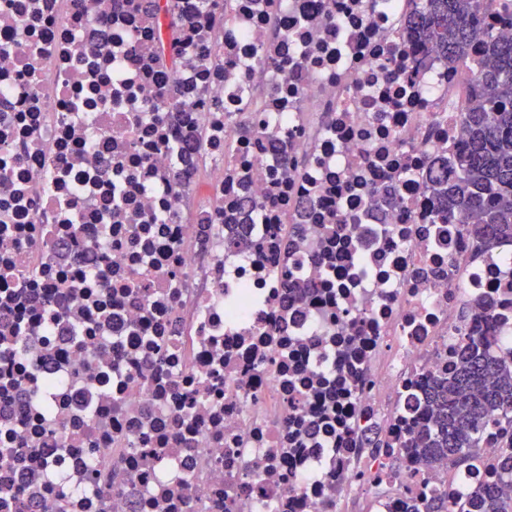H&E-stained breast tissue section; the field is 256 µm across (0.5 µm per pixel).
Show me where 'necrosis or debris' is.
<instances>
[{
    "mask_svg": "<svg viewBox=\"0 0 512 512\" xmlns=\"http://www.w3.org/2000/svg\"><path fill=\"white\" fill-rule=\"evenodd\" d=\"M177 5L173 68L126 0H0V512H404L451 484L405 396L512 344V245L425 188L469 83L405 0Z\"/></svg>",
    "mask_w": 512,
    "mask_h": 512,
    "instance_id": "4bbe7bcc",
    "label": "necrosis or debris"
}]
</instances>
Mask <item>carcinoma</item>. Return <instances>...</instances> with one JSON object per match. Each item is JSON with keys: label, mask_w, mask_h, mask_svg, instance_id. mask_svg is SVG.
Listing matches in <instances>:
<instances>
[{"label": "carcinoma", "mask_w": 512, "mask_h": 512, "mask_svg": "<svg viewBox=\"0 0 512 512\" xmlns=\"http://www.w3.org/2000/svg\"><path fill=\"white\" fill-rule=\"evenodd\" d=\"M408 23L416 41L430 45L450 65L468 70L471 97L460 120L463 147L444 160L449 176L426 182L435 221L450 223L457 211L471 218L467 231L477 252L512 244V37L488 32L477 56L472 40L482 16L512 13V0H409ZM145 9L170 32L185 24L175 0ZM459 362L433 376L408 404L422 424L401 442L421 460L448 461L457 477L448 491L433 489L409 512H512V439L489 465L479 452L494 428L512 429V347L491 348L480 336L457 338Z\"/></svg>", "instance_id": "obj_1"}]
</instances>
